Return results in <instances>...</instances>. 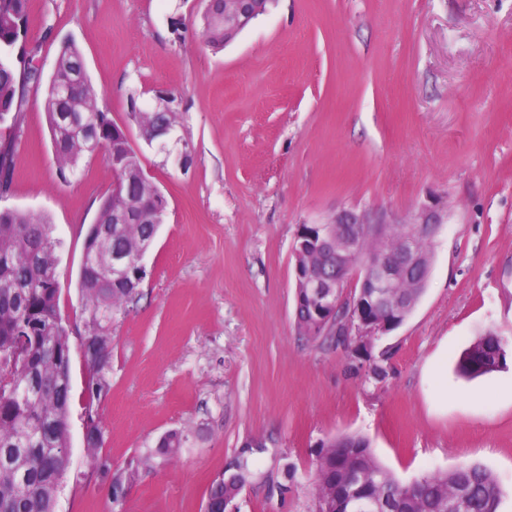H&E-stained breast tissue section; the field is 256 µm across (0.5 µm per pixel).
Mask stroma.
Returning a JSON list of instances; mask_svg holds the SVG:
<instances>
[{
	"label": "stroma",
	"mask_w": 512,
	"mask_h": 512,
	"mask_svg": "<svg viewBox=\"0 0 512 512\" xmlns=\"http://www.w3.org/2000/svg\"><path fill=\"white\" fill-rule=\"evenodd\" d=\"M201 10L27 2L44 76L74 40L100 106L168 201L139 299L112 322L109 388L90 399L80 265L112 173L98 153L59 178L47 87L30 88L6 205L46 215L60 242L70 465L56 512H202L212 481L241 464L253 477L238 512H308L313 463L338 434L367 438L404 484L481 463L512 512V344L492 373L456 367L480 335L512 337V0H273L220 50L204 42ZM166 97L180 140L163 152L128 114ZM432 201L448 222L404 323L370 346L299 336V225L347 208L407 219ZM89 404L100 456L136 473L116 500L85 465ZM171 431L183 447L159 453Z\"/></svg>",
	"instance_id": "obj_1"
}]
</instances>
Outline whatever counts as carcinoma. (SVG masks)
Segmentation results:
<instances>
[{
  "instance_id": "cac0c4a2",
  "label": "carcinoma",
  "mask_w": 512,
  "mask_h": 512,
  "mask_svg": "<svg viewBox=\"0 0 512 512\" xmlns=\"http://www.w3.org/2000/svg\"><path fill=\"white\" fill-rule=\"evenodd\" d=\"M214 11L203 18V35L215 49L224 47L231 34L224 29V0H214ZM27 0H0V187L12 184L16 132L23 121L28 88L39 85L41 71L26 49ZM71 84L72 104L83 103L88 112H69L58 106L56 90ZM45 111L53 137L59 176L66 180L82 159L100 150L115 177L124 168L142 163L123 138L110 113L101 109L98 93L85 70L81 52L71 41L63 43L45 99ZM178 113L157 108L141 113L135 121L142 137L153 142L155 129L175 131ZM156 187L150 181H124L117 194L102 197L100 224L89 228L87 238L92 261L82 263L80 290L83 296L82 347L89 371L92 395L108 387L112 370V319L136 301L121 277L112 271V254L125 253L137 269L145 244L156 238L158 225L148 212L156 207ZM135 207L139 217L123 224L113 212ZM315 232L310 224L299 225L295 263L302 274L336 275V256L320 254L304 246ZM385 238L361 225L351 263L361 266L382 253L384 239L393 240L399 227L383 229ZM52 225L40 213L0 208V512H55L58 489L67 472L69 448L70 343L69 330L58 322L59 282L57 247ZM431 266L411 272L394 284L396 304H379L370 314L402 324L423 294ZM316 305L304 300L295 307V326L300 336L322 338ZM507 339L488 333L475 339L458 362L468 376L490 373L499 367ZM98 437L87 442L91 473L108 483L119 497L124 477L98 455L103 443L101 424L90 419ZM311 512H340L347 480L358 472L373 479L358 487L366 499H385L389 512H454L450 505L463 504L459 512H500L501 489L497 477L479 464H464L448 471L432 472L410 484L400 483L377 460L367 439L351 434L333 437L322 444L315 463ZM248 480L244 470L231 476L229 485L218 478L209 489L208 512H224V496L237 498Z\"/></svg>"
}]
</instances>
